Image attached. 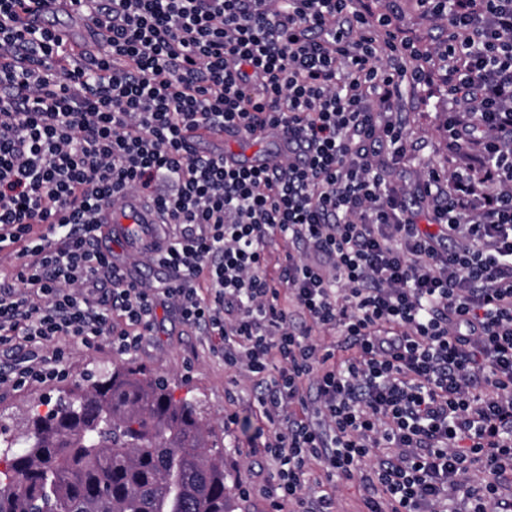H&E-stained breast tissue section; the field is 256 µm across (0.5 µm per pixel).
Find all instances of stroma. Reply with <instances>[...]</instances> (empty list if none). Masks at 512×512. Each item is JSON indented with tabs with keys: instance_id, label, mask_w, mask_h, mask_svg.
<instances>
[{
	"instance_id": "35a3bbf8",
	"label": "stroma",
	"mask_w": 512,
	"mask_h": 512,
	"mask_svg": "<svg viewBox=\"0 0 512 512\" xmlns=\"http://www.w3.org/2000/svg\"><path fill=\"white\" fill-rule=\"evenodd\" d=\"M451 106L436 79L420 93L404 97L402 118L407 124L408 138L416 143L417 150L404 165L390 167L392 181H406L415 189L428 165L440 164L450 170L462 166V159H449L444 147L442 125ZM115 363L146 368L164 377L176 397L198 402L205 419L224 442V469L230 475L226 492L233 512H270L259 491L269 475L270 464L251 448L253 437L270 428L257 401L255 379L245 371H225L223 359L209 353L202 331L180 323L174 313H160L151 335L145 336L137 351L128 354L112 351L101 340L88 348L67 345L64 379L17 390L0 387V422L8 425L12 434L22 433L25 413L30 407L55 398L57 390L77 384L86 373ZM228 414L236 416V424L225 425L224 417ZM240 479L254 484L251 496L239 493L236 482Z\"/></svg>"
}]
</instances>
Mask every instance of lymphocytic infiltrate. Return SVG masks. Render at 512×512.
Masks as SVG:
<instances>
[{"instance_id":"lymphocytic-infiltrate-1","label":"lymphocytic infiltrate","mask_w":512,"mask_h":512,"mask_svg":"<svg viewBox=\"0 0 512 512\" xmlns=\"http://www.w3.org/2000/svg\"><path fill=\"white\" fill-rule=\"evenodd\" d=\"M415 2L434 50L373 0H0V347L28 349L0 386L61 378L69 339L134 350L172 309L259 379L271 512H333L315 464L367 512H512V0ZM60 11L92 45L38 24ZM434 71L465 164L427 168L414 206L382 158L406 159L393 114ZM228 128L288 153L197 152ZM134 193L174 228L153 284L99 246ZM277 140L278 152L271 155H241L232 154L233 158L227 156L226 159L229 162L235 163V165H244L247 167L259 169L265 166L271 165L277 160L280 155L288 153V138H284L279 134L273 135Z\"/></svg>"}]
</instances>
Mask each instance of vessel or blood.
I'll list each match as a JSON object with an SVG mask.
<instances>
[{
    "label": "vessel or blood",
    "instance_id": "1",
    "mask_svg": "<svg viewBox=\"0 0 512 512\" xmlns=\"http://www.w3.org/2000/svg\"><path fill=\"white\" fill-rule=\"evenodd\" d=\"M278 152L274 155H234L233 163L259 169L275 162L277 155L288 151L287 138L277 140ZM102 223L107 224L112 240L123 244L127 251L140 252L148 241L152 225L160 223L157 210L145 198L130 194L116 206L104 209Z\"/></svg>",
    "mask_w": 512,
    "mask_h": 512
}]
</instances>
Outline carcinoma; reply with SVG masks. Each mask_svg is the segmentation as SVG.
I'll return each mask as SVG.
<instances>
[{
    "label": "carcinoma",
    "mask_w": 512,
    "mask_h": 512,
    "mask_svg": "<svg viewBox=\"0 0 512 512\" xmlns=\"http://www.w3.org/2000/svg\"><path fill=\"white\" fill-rule=\"evenodd\" d=\"M23 451H14L16 446ZM0 512H230L224 445L165 382L115 365L0 430Z\"/></svg>",
    "instance_id": "1"
}]
</instances>
